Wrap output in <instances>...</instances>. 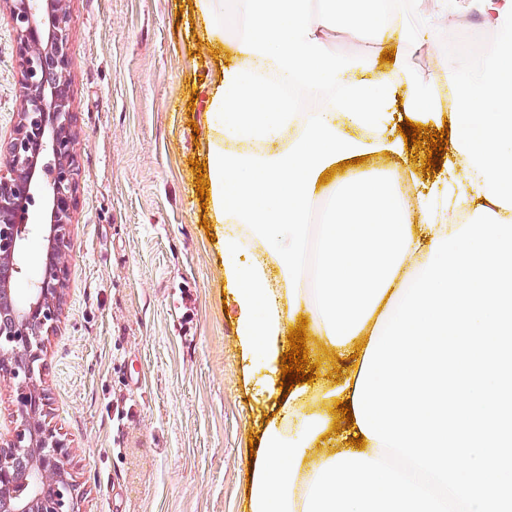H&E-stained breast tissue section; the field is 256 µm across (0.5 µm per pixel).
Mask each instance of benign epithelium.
<instances>
[{
    "label": "benign epithelium",
    "mask_w": 512,
    "mask_h": 512,
    "mask_svg": "<svg viewBox=\"0 0 512 512\" xmlns=\"http://www.w3.org/2000/svg\"><path fill=\"white\" fill-rule=\"evenodd\" d=\"M15 34L20 88L12 133L0 136V267L21 271L22 251L33 236L52 270L21 295L16 282H0L14 296L8 335L0 348V382L16 394V425L0 434V512H77L70 451L43 415V335L58 321L71 259L68 227L77 204L80 163L70 82L68 0H6ZM44 212L41 225L29 211Z\"/></svg>",
    "instance_id": "benign-epithelium-1"
}]
</instances>
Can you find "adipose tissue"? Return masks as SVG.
<instances>
[{
	"label": "adipose tissue",
	"instance_id": "1",
	"mask_svg": "<svg viewBox=\"0 0 512 512\" xmlns=\"http://www.w3.org/2000/svg\"><path fill=\"white\" fill-rule=\"evenodd\" d=\"M241 26L236 64L222 67L206 101L215 136L209 188L224 225V274L239 309L245 355L260 354L266 390L281 380L289 329L308 315L325 349L346 365L340 382L297 383L269 423L251 468L250 512H304L321 463L354 452L376 457L359 426L332 429L327 412L350 404L362 355L434 238L458 230L484 206L512 219V0H478L499 41L486 72L453 79V102L408 69L380 68V48L427 39L448 16L418 7L415 24L365 0H196L216 41L224 39V4ZM341 28L363 47L361 59L337 55L324 36ZM293 84L322 88L317 108L294 104ZM448 123L441 185L422 194L420 172L367 171L368 153L404 157L399 125ZM351 168L314 218L319 178L342 162Z\"/></svg>",
	"mask_w": 512,
	"mask_h": 512
}]
</instances>
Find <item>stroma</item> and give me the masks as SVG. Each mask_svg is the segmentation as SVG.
Here are the masks:
<instances>
[{"mask_svg":"<svg viewBox=\"0 0 512 512\" xmlns=\"http://www.w3.org/2000/svg\"><path fill=\"white\" fill-rule=\"evenodd\" d=\"M194 0H69L80 178L62 315L44 337L46 421L70 449L79 512H249L250 447L279 411L251 389L225 311L224 227L196 191L224 44ZM15 35L0 11V133L16 121ZM421 80L451 77L436 38L402 41Z\"/></svg>","mask_w":512,"mask_h":512,"instance_id":"35a3bbf8","label":"stroma"}]
</instances>
